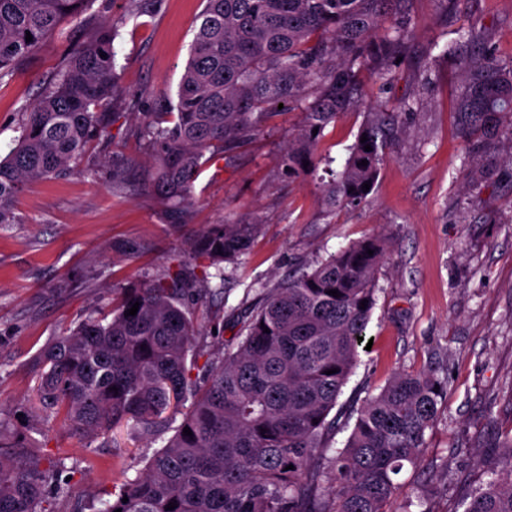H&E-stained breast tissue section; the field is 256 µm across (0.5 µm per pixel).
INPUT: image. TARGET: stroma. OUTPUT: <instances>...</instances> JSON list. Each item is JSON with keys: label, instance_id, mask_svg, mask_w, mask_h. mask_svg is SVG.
I'll return each instance as SVG.
<instances>
[{"label": "stroma", "instance_id": "1", "mask_svg": "<svg viewBox=\"0 0 512 512\" xmlns=\"http://www.w3.org/2000/svg\"><path fill=\"white\" fill-rule=\"evenodd\" d=\"M203 7V0H91L81 19L0 79L4 155L21 113L55 78L67 51L98 20L120 24V99L109 138L78 170L29 186L15 204L18 223L0 225V410L28 435L32 457L64 463L68 490L51 498V512H92L166 440L125 438L115 448L32 416L34 359L128 284L179 265L200 271L205 261L193 256L190 241L227 220L258 225L259 232L224 286L223 323L204 304L194 307L213 349L231 343L238 316L260 288L311 270L351 243L387 240L366 329L373 345L360 350L338 399L330 451L344 448L361 406L396 374H436L447 380V395L419 463L399 477L393 508L461 512L465 490L512 430V166L502 159L493 177H476L479 155L461 136L455 113L463 64L441 48L464 26L487 39L496 59H511L512 0H461L453 16L440 0H412L407 58L385 83L364 78L359 106L324 130L314 176H289L281 163L304 120L303 113H283L242 147L205 163L194 183L192 222L173 226L142 188L152 157L135 132L146 113L169 111L175 101ZM403 101L411 109L366 200L329 211L323 181L339 169L370 113ZM116 169L138 192L113 196Z\"/></svg>", "mask_w": 512, "mask_h": 512}]
</instances>
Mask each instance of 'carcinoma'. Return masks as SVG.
I'll use <instances>...</instances> for the list:
<instances>
[{
  "instance_id": "carcinoma-1",
  "label": "carcinoma",
  "mask_w": 512,
  "mask_h": 512,
  "mask_svg": "<svg viewBox=\"0 0 512 512\" xmlns=\"http://www.w3.org/2000/svg\"><path fill=\"white\" fill-rule=\"evenodd\" d=\"M409 2L205 0L176 115L147 116L136 133L154 160L145 189L166 206L170 223L192 221V187L204 158L239 148L280 105L305 114L282 162L295 177L313 173L320 133L360 102L362 71L385 80L407 53ZM88 3L0 0V77L64 22L80 18ZM116 28L101 20L22 113L15 146L0 157V224L20 223L13 204L25 188L76 168L108 137L117 101ZM444 54L466 61L456 106L463 136L484 152L503 136L512 141V61L493 58L470 30ZM407 110L403 103L367 121V141L356 139L324 186L330 210L366 199L362 185L375 181ZM134 189L123 172H112V195ZM257 232L256 224L210 225L191 250L215 269L216 287L206 271L195 286L183 269H169L122 289L112 308L38 356V411L46 419L92 437L124 427L137 435L174 431L97 512H394L397 477L419 462L446 381L424 372L396 375L358 411L345 448L327 456L331 413L358 363L387 243H353L312 271L261 289L236 349L210 352L187 298L194 291L224 297L221 264H237ZM136 303L137 314L127 315ZM330 369L335 373L325 374ZM186 427L192 435L183 434ZM25 448V438L0 417V512H46L49 491L64 492L61 464L44 468ZM329 475L334 486L327 489ZM486 475L467 489L464 512H512V433L503 435Z\"/></svg>"
}]
</instances>
